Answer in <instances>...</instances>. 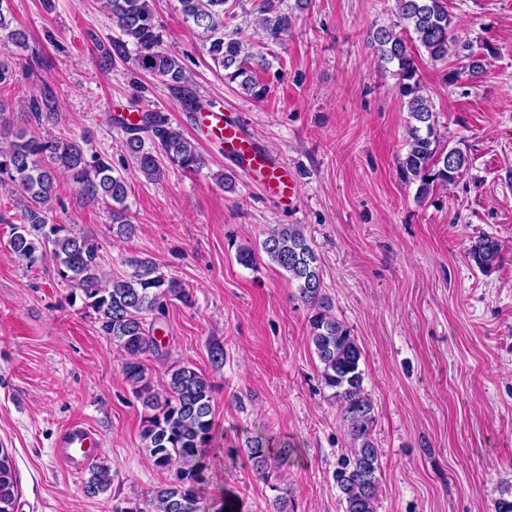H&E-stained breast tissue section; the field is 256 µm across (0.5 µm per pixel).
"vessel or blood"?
<instances>
[{"instance_id": "1", "label": "vessel or blood", "mask_w": 512, "mask_h": 512, "mask_svg": "<svg viewBox=\"0 0 512 512\" xmlns=\"http://www.w3.org/2000/svg\"><path fill=\"white\" fill-rule=\"evenodd\" d=\"M196 123L203 133L223 145L225 156L238 164L262 192L280 205L298 207V189L291 169L269 155L255 140L245 118L235 112L207 111L197 114ZM103 446L95 428L75 419L57 433L53 456L64 472L77 474L100 458Z\"/></svg>"}]
</instances>
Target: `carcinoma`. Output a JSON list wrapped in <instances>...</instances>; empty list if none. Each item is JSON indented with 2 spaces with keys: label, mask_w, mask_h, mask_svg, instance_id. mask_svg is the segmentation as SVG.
Masks as SVG:
<instances>
[{
  "label": "carcinoma",
  "mask_w": 512,
  "mask_h": 512,
  "mask_svg": "<svg viewBox=\"0 0 512 512\" xmlns=\"http://www.w3.org/2000/svg\"><path fill=\"white\" fill-rule=\"evenodd\" d=\"M185 22L200 31L207 54L223 68L224 82L237 84L255 101L268 94V85L258 73L272 67L261 53L245 48L243 41L224 33L228 0H177ZM397 23L370 32L371 43L383 65L394 67L400 97L409 113L406 155L399 162L402 178L418 183L416 195L425 198L430 187L456 182L469 166V157L450 148L437 130L436 114L425 92L418 59L424 51L432 62L450 56L467 60L468 75L477 79L486 72L487 60L468 42L454 35L453 15L445 0H395ZM309 0H296L291 9L284 0H259L254 8L256 25L275 43L294 26V10L308 8ZM120 36L99 44L100 65L108 68L115 59H125L128 45L138 50L137 66L164 81L181 94V104L192 112L204 110L189 89L180 59L161 47L162 34L150 0H105ZM8 0H0V36L21 47L26 34L10 28ZM36 124L55 123L56 101L51 91L33 94L23 102ZM123 148L136 169L149 181L161 179L163 161L198 172L207 159L192 140L185 137L170 117L146 111L139 123L124 127ZM65 176L89 201L109 206L116 233L127 239L136 225L127 214L128 182L112 167L107 155L88 154L80 141L62 133L29 134L14 129L9 113L0 104V188H5L20 207L21 223L13 225L10 248L28 268L43 267L47 260L56 275L72 287L84 308L94 314L99 333L126 356L124 379L144 408L140 438L153 466L167 474L165 482L148 492L141 502L115 512H207L200 504L199 486L204 482L206 456L212 449L215 421L212 401L214 385L195 366L175 362L166 371L164 388H155L145 360L159 355V340L147 326L166 315L173 300L191 301L185 284L158 273L146 259L127 260L132 271L121 277H105L101 270V246L91 236L69 232L62 224L50 223L52 203L57 199L56 180ZM261 251L297 285L299 299L309 312V340L320 363V383L330 391L339 410L347 437V448L337 458L332 478L339 492L342 512H377L381 477V452L372 432L375 405L364 389L361 369L363 349L347 325L333 313V303L323 288L321 260L308 242L301 224H278L260 244ZM466 256L481 272L489 273L501 262L500 241L482 235L471 241ZM253 468L266 480L273 476L271 462L284 461L297 452L284 442L271 453L270 441L260 436L246 442ZM111 467L100 463L89 470L83 482L86 496L95 498L110 489ZM18 482L11 453L0 448V512H15Z\"/></svg>",
  "instance_id": "obj_1"
}]
</instances>
